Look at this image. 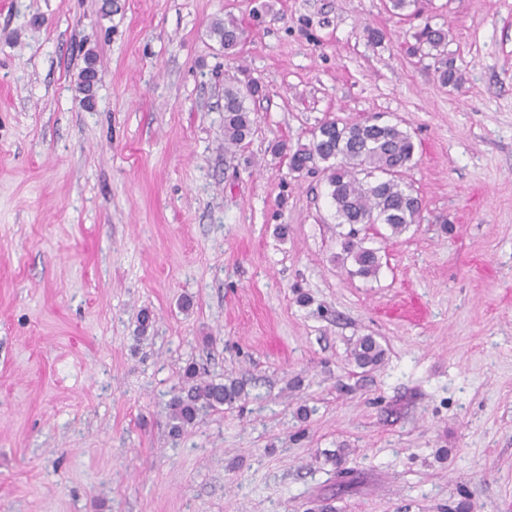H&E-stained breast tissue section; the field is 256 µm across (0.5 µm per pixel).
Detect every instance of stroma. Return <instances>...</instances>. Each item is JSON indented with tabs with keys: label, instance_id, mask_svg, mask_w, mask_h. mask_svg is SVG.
Segmentation results:
<instances>
[{
	"label": "stroma",
	"instance_id": "1",
	"mask_svg": "<svg viewBox=\"0 0 512 512\" xmlns=\"http://www.w3.org/2000/svg\"><path fill=\"white\" fill-rule=\"evenodd\" d=\"M102 3L0 0V512H512V0ZM427 22L458 86L404 51ZM242 74L265 95L230 152ZM375 112L421 219L364 279L288 152ZM191 362L245 395L175 438ZM211 33L215 35L224 47L225 54H233L241 44L246 33L243 22L233 16L219 20L211 26ZM99 80L96 67V55L89 51L85 58V67L79 75L78 89L83 95L81 102L87 109H92L95 104L94 89ZM262 96L263 89L257 83H224V142L228 150L236 149L250 136L254 121L246 102ZM384 354L381 344L370 335L359 337L350 350L353 362L360 368L377 366L383 361Z\"/></svg>",
	"mask_w": 512,
	"mask_h": 512
}]
</instances>
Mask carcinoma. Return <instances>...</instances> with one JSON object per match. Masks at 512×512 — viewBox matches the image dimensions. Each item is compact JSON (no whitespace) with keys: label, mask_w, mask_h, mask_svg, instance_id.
I'll return each mask as SVG.
<instances>
[{"label":"carcinoma","mask_w":512,"mask_h":512,"mask_svg":"<svg viewBox=\"0 0 512 512\" xmlns=\"http://www.w3.org/2000/svg\"><path fill=\"white\" fill-rule=\"evenodd\" d=\"M389 11L397 16H416L419 0H389ZM224 47L232 54L246 33L243 22L230 16L211 26ZM406 43L410 57H431L437 63L438 80L444 86L460 83L453 62L445 48L448 34L426 23ZM99 80L96 55L89 51L85 67L79 75L78 89L84 107L95 104L94 89ZM263 96L257 83H224V142L228 149L239 147L253 128L249 100ZM415 144L412 136L399 123L385 122L379 116L367 117L356 123L337 120L323 121L312 133L309 143L298 146L289 157L295 172L317 167L326 174L330 198L336 218L349 226L343 235L341 248L355 269L351 274L373 278L381 268L380 249L366 246L367 236L361 232L383 224L390 235L398 237L418 223L421 203L404 183L405 173L413 166ZM353 362L360 368L374 367L384 358V349L372 336L359 337L350 350ZM244 395V385L228 378L225 381L204 380L196 366L189 364L183 373V385L173 393L168 403L172 434L179 436L192 425L200 411L231 405Z\"/></svg>","instance_id":"carcinoma-1"}]
</instances>
